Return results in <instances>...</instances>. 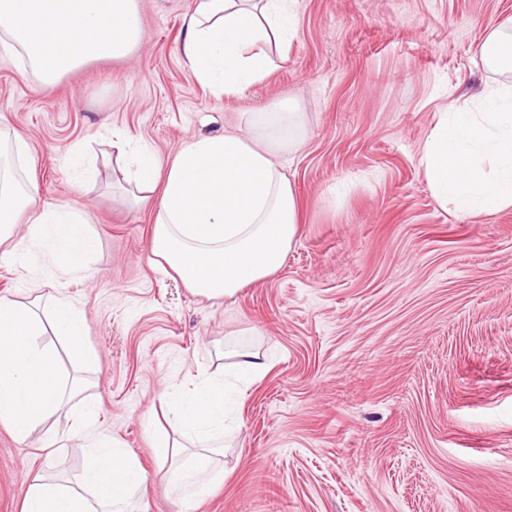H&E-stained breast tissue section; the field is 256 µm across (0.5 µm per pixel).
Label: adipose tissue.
Returning a JSON list of instances; mask_svg holds the SVG:
<instances>
[{
	"label": "adipose tissue",
	"instance_id": "ef3b65f1",
	"mask_svg": "<svg viewBox=\"0 0 512 512\" xmlns=\"http://www.w3.org/2000/svg\"><path fill=\"white\" fill-rule=\"evenodd\" d=\"M138 0H0V45L20 51L37 78L52 83L84 64L129 55L140 40ZM289 0H199L180 47L182 62L217 96L261 82L274 62L265 42L287 46ZM479 56L493 80L476 96H460L441 113L419 148V167L440 206L456 216L512 208V19L490 28ZM305 137L295 112H254L236 131L182 144L171 162L118 136L123 177L160 186L151 251L195 294L219 299L276 271L298 233L292 187L278 154L297 151ZM0 149V242L25 214L27 230L14 255L56 262L66 275L85 268L97 242L88 217L42 203L35 181L16 182ZM29 303L0 301V423L17 437L44 425L78 386L67 385L56 354L40 346L42 307L82 352L84 313L69 297ZM227 381H206L166 396L170 426L189 442L187 461H170L168 439L156 440L171 483L201 494L222 475L226 389L262 375L259 351L234 352ZM145 494L137 460L120 447L93 452L77 482L36 477L22 512H135Z\"/></svg>",
	"mask_w": 512,
	"mask_h": 512
}]
</instances>
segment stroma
Listing matches in <instances>:
<instances>
[{
	"mask_svg": "<svg viewBox=\"0 0 512 512\" xmlns=\"http://www.w3.org/2000/svg\"><path fill=\"white\" fill-rule=\"evenodd\" d=\"M198 0H139L137 48L39 81L0 48V130L21 138L48 205L90 216L82 277L0 252V298L72 297L75 360L45 323L40 345L81 392L47 429L0 424V512H20L36 473L81 475L96 435L138 458L145 512H512V208L460 218L418 167L440 112L489 80L478 48L512 0H297L286 60L231 97L213 95L179 47ZM293 102L304 147L280 158L299 232L281 267L233 298L193 294L151 252L153 205L116 171L113 131L169 161L243 113ZM84 150L99 170L78 182ZM269 363L234 404L219 483L186 503L146 429L163 395L221 376L232 348Z\"/></svg>",
	"mask_w": 512,
	"mask_h": 512,
	"instance_id": "stroma-1",
	"label": "stroma"
}]
</instances>
